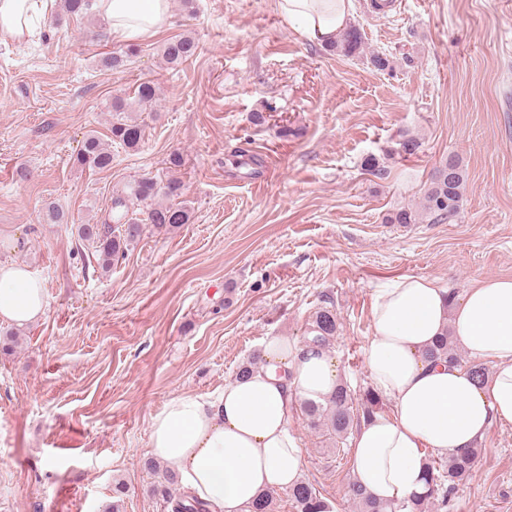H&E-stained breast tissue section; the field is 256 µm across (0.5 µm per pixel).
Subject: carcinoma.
I'll return each instance as SVG.
<instances>
[{"label": "carcinoma", "instance_id": "cac0c4a2", "mask_svg": "<svg viewBox=\"0 0 512 512\" xmlns=\"http://www.w3.org/2000/svg\"><path fill=\"white\" fill-rule=\"evenodd\" d=\"M89 7L90 0H62V11L67 15L90 17L92 13ZM331 47L346 56L360 52L362 40L359 30L354 26L345 29ZM197 49L196 40L183 34L163 44L162 56L167 64L177 66L193 57ZM137 51L136 45L130 44L124 50L103 57L100 65L105 71L121 70ZM158 97L159 88L151 80L140 83L132 98L113 97L110 143H105L96 134L85 136L76 155L77 164L91 170L108 169L112 166L110 145L124 150L139 148L144 138V127L133 113L153 106ZM463 185L461 165L457 159L450 157L433 170L418 206L398 209L386 218V223L417 224L425 218L435 223L450 221L459 213ZM181 189L182 185L177 180H170L162 187L149 178L126 184L112 195L108 218L99 224L77 226L76 249L83 261L89 265L95 263L106 270L112 263L124 258L129 247L141 237L146 227L150 226L160 232L189 223L191 215L186 206L159 201L161 197L180 195ZM135 204L140 206L137 211L133 210ZM337 330L338 318L333 306H321L310 316L308 335L313 342L325 346L336 336ZM428 356L446 359L459 366L463 363L447 333L429 349ZM378 405L379 396L372 389H367L363 397L357 398L348 386L342 384L325 402L307 401L302 403L301 410L307 416L310 427L322 432L339 449L361 420L375 413ZM479 453L480 449L476 447L466 455L450 454L443 460L430 461L427 492L410 505L403 503L393 507L380 503L366 495L353 481L348 484L350 499L357 504L360 512H394L396 509L401 512H424L433 501L437 503V508L444 509L456 488L470 477ZM290 495L297 512H333V505L303 480L290 488ZM168 504L171 512H208L205 504L187 495H171Z\"/></svg>", "mask_w": 512, "mask_h": 512}]
</instances>
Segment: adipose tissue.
Returning <instances> with one entry per match:
<instances>
[{"label":"adipose tissue","instance_id":"adipose-tissue-1","mask_svg":"<svg viewBox=\"0 0 512 512\" xmlns=\"http://www.w3.org/2000/svg\"><path fill=\"white\" fill-rule=\"evenodd\" d=\"M53 0H0V35L29 32L25 14ZM282 15L309 42L335 41L353 0H278ZM113 40L136 43L167 29L171 0H96ZM46 291L21 263L0 264V323L25 326L46 313ZM373 332L364 348L372 389L393 401L357 428L355 482L377 501L400 504L427 487L426 451L463 455L492 425L512 423V278L473 282L456 308L435 281L403 276L377 289ZM492 367L484 384L467 369L427 356L443 331ZM340 371L325 347L269 337L249 374L212 398L182 395L152 416L148 453L176 473L209 512H248L266 490L293 486L304 465L289 425L291 402L326 400Z\"/></svg>","mask_w":512,"mask_h":512}]
</instances>
